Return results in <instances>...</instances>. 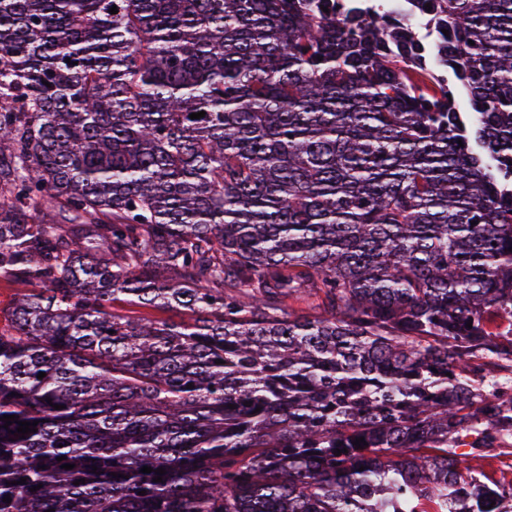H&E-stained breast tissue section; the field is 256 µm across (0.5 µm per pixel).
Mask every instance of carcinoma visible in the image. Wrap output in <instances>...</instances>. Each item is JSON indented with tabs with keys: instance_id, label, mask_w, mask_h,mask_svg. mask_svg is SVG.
<instances>
[{
	"instance_id": "cac0c4a2",
	"label": "carcinoma",
	"mask_w": 512,
	"mask_h": 512,
	"mask_svg": "<svg viewBox=\"0 0 512 512\" xmlns=\"http://www.w3.org/2000/svg\"><path fill=\"white\" fill-rule=\"evenodd\" d=\"M323 2L0 0V512H512V0ZM112 311L114 313L120 314V315H130V316H144L151 319H165V320H174V321H181V320H187L188 315L184 314H178L175 312H168V311H160L155 309H146V308H140L136 306H129L127 304L121 303V302H115L112 304Z\"/></svg>"
}]
</instances>
